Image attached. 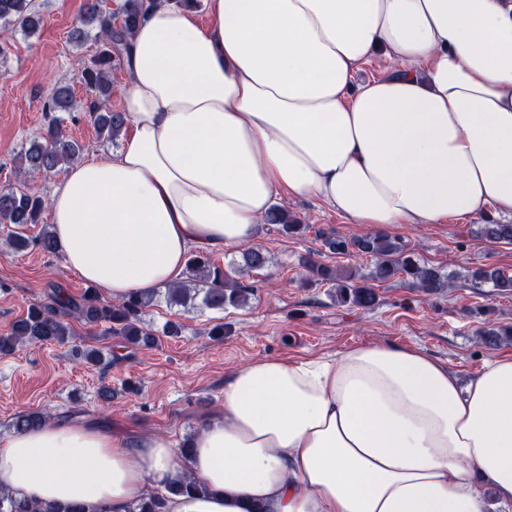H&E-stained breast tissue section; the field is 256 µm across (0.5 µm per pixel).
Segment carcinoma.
Returning <instances> with one entry per match:
<instances>
[{"label": "carcinoma", "mask_w": 512, "mask_h": 512, "mask_svg": "<svg viewBox=\"0 0 512 512\" xmlns=\"http://www.w3.org/2000/svg\"><path fill=\"white\" fill-rule=\"evenodd\" d=\"M154 0H123L117 11L103 8L102 0H86L80 14L79 26L73 31L74 40L84 44L94 41L100 44L99 51L91 57L78 74V82L86 92L95 97L88 108L77 101L73 87L66 82L56 83L44 103V112L50 119L29 148L23 150L21 159L32 175H48L76 163L84 150L78 141L69 138L63 130L64 115L84 110L100 139L116 141L128 125L124 112L101 109L97 102L111 94L110 74L115 61L124 59L128 51V38L144 14L153 6ZM43 19L33 7L32 0H0V27L8 38V32L20 30L24 34L35 32ZM48 200L25 187L0 189V227L8 229L7 242L17 251L30 245L43 252L58 251L50 225H44L35 241L23 235L19 228L28 224H39L47 210ZM267 223L281 226L289 235L306 232L309 226L300 223L285 208H271ZM482 236L490 242L512 243V224H485ZM324 246L336 255L354 253L371 257V268L366 274H341L331 267L316 261L304 263L306 282L328 284L334 289L336 302L359 308H371L377 302L373 283L386 282L394 277L408 281L409 286L426 295L444 292L452 283L454 275L442 272L439 267L420 263L414 259L398 238L385 234H374L347 239L341 236L324 239ZM270 257L262 248H250L242 253V261L232 263L229 268L216 264L211 255L193 252L186 263V280L178 282L161 292L143 294L134 292L127 298L112 302L99 296L96 288L89 287L79 296H73L61 288L48 295V301L29 307L26 316L16 320L0 333V353L14 351L24 344H66L77 335L71 320L87 328L88 334L102 329L101 335L111 336L120 343L149 346L156 336H178L182 325L169 321L162 330L153 329L146 323L145 308L158 296L176 306H191L193 309L222 312L248 304L254 289L240 282L245 274L265 268ZM472 281L489 283L499 292H512V275L499 269L478 268L472 272ZM48 421L41 413H22L14 417L11 427L15 432H24L39 427ZM0 512H92L84 507L45 504L17 503L12 495L0 489Z\"/></svg>", "instance_id": "carcinoma-1"}]
</instances>
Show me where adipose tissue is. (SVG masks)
Here are the masks:
<instances>
[{
    "mask_svg": "<svg viewBox=\"0 0 512 512\" xmlns=\"http://www.w3.org/2000/svg\"><path fill=\"white\" fill-rule=\"evenodd\" d=\"M128 39L130 132L49 200L67 268L108 298L177 282L191 251L252 243L276 200L356 224L512 215V0H205ZM377 51L399 65L354 85ZM181 459L77 422L0 439V488L130 512H512V354L467 382L421 350L267 358L224 381Z\"/></svg>",
    "mask_w": 512,
    "mask_h": 512,
    "instance_id": "adipose-tissue-1",
    "label": "adipose tissue"
}]
</instances>
